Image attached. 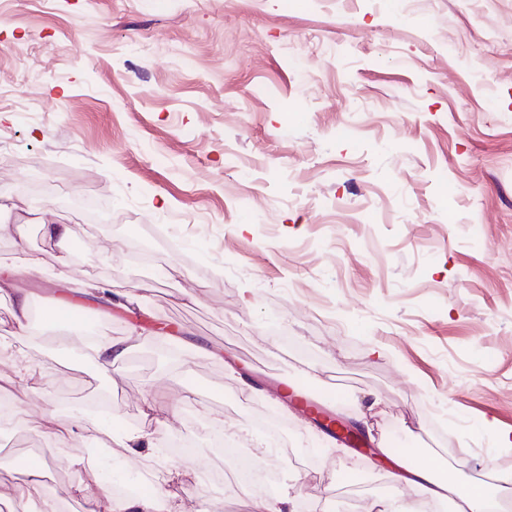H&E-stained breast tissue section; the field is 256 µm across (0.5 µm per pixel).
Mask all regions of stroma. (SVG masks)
Instances as JSON below:
<instances>
[{"instance_id": "1", "label": "stroma", "mask_w": 512, "mask_h": 512, "mask_svg": "<svg viewBox=\"0 0 512 512\" xmlns=\"http://www.w3.org/2000/svg\"><path fill=\"white\" fill-rule=\"evenodd\" d=\"M0 222L24 227L0 265L32 302L132 290L143 306L105 311L106 335L141 314L196 351L146 341L104 374L15 335L0 298V450L40 452L66 512L90 508L77 485L102 420L77 406L101 392L115 431L150 404L159 419L154 447L113 445L115 482L150 484L157 448L192 443L168 462L177 512H246L217 428L309 512H377L389 470L278 397L284 382L438 456L441 478L462 457L481 479L512 472L496 445L512 437V0H0ZM21 357L49 369L38 392Z\"/></svg>"}]
</instances>
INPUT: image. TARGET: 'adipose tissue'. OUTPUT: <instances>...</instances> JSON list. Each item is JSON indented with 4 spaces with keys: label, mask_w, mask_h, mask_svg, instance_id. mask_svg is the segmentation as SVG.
<instances>
[{
    "label": "adipose tissue",
    "mask_w": 512,
    "mask_h": 512,
    "mask_svg": "<svg viewBox=\"0 0 512 512\" xmlns=\"http://www.w3.org/2000/svg\"><path fill=\"white\" fill-rule=\"evenodd\" d=\"M76 341L85 357L103 371H111L119 365L132 347L131 337H98L87 340L77 334ZM391 478L395 491L387 497L380 512H429L431 506L442 502L451 504L452 512H494L499 500L512 495V476L508 474L486 482L470 477L467 460H459L455 466L456 477L442 480L439 477L440 462L426 455L416 465L395 461ZM180 471L159 464L153 493L148 497H112L102 480L93 484H81V491L90 495L92 502H105V512H175L167 485L181 479Z\"/></svg>",
    "instance_id": "ef3b65f1"
}]
</instances>
